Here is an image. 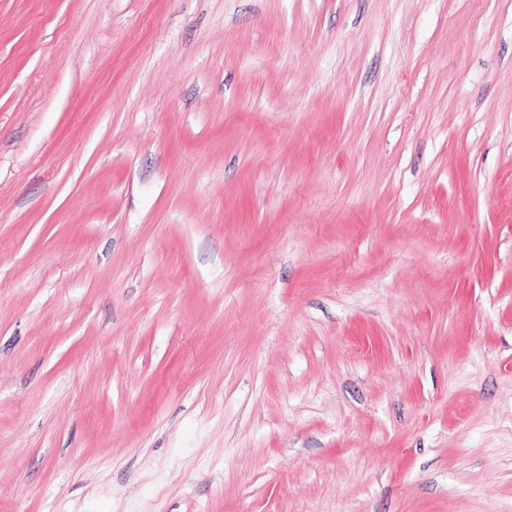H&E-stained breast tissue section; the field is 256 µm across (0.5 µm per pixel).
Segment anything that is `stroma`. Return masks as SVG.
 <instances>
[{
	"mask_svg": "<svg viewBox=\"0 0 512 512\" xmlns=\"http://www.w3.org/2000/svg\"><path fill=\"white\" fill-rule=\"evenodd\" d=\"M0 512H512V0H0Z\"/></svg>",
	"mask_w": 512,
	"mask_h": 512,
	"instance_id": "35a3bbf8",
	"label": "stroma"
}]
</instances>
